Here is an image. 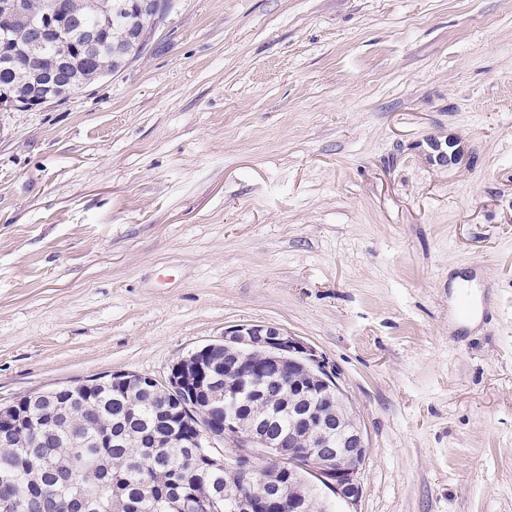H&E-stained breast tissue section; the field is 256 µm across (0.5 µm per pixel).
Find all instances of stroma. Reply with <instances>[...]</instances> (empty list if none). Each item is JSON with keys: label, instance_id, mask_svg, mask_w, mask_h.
Segmentation results:
<instances>
[{"label": "stroma", "instance_id": "stroma-1", "mask_svg": "<svg viewBox=\"0 0 512 512\" xmlns=\"http://www.w3.org/2000/svg\"><path fill=\"white\" fill-rule=\"evenodd\" d=\"M263 322L367 432L336 512H512V0H173L0 112V405Z\"/></svg>", "mask_w": 512, "mask_h": 512}]
</instances>
